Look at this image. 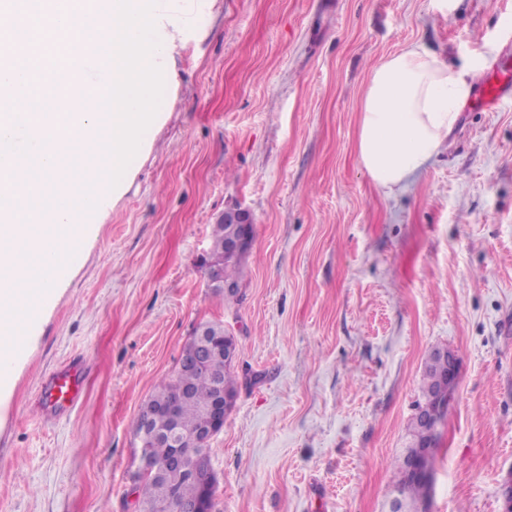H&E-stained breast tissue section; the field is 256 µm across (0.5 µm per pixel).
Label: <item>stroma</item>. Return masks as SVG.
<instances>
[{
  "mask_svg": "<svg viewBox=\"0 0 512 512\" xmlns=\"http://www.w3.org/2000/svg\"><path fill=\"white\" fill-rule=\"evenodd\" d=\"M128 192L80 246L0 405V512H138L135 419L196 323L235 333L213 512H390L424 364L460 362L430 512H502L512 478V100L462 110L393 193L357 161L370 69L421 46L479 86L512 0H215ZM255 218L239 300L206 285L216 218ZM84 365L77 403L41 402Z\"/></svg>",
  "mask_w": 512,
  "mask_h": 512,
  "instance_id": "1",
  "label": "stroma"
}]
</instances>
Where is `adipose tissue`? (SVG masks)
<instances>
[{
    "label": "adipose tissue",
    "instance_id": "adipose-tissue-1",
    "mask_svg": "<svg viewBox=\"0 0 512 512\" xmlns=\"http://www.w3.org/2000/svg\"><path fill=\"white\" fill-rule=\"evenodd\" d=\"M471 93L464 74L417 46L381 60L360 101L357 157L386 192L406 185L454 131Z\"/></svg>",
    "mask_w": 512,
    "mask_h": 512
}]
</instances>
